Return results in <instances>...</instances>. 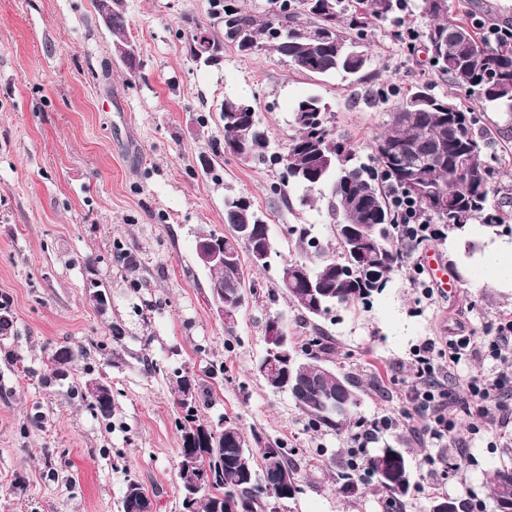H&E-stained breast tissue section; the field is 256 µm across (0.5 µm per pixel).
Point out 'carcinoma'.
Segmentation results:
<instances>
[{"instance_id": "obj_1", "label": "carcinoma", "mask_w": 512, "mask_h": 512, "mask_svg": "<svg viewBox=\"0 0 512 512\" xmlns=\"http://www.w3.org/2000/svg\"><path fill=\"white\" fill-rule=\"evenodd\" d=\"M222 31H211L199 21L186 22L187 50L198 44L200 33L216 48L224 40L236 44L247 54L269 48L285 58L297 71L320 76L340 74L362 77L371 64L365 44V30L374 21L388 19L394 0H361V8L350 9L346 0H280L279 9L258 18L224 0ZM427 19L423 44L444 40L446 55L429 57L430 64L448 82L491 106L512 112V45L487 43L462 17L451 13L448 0H421L417 6ZM300 29L315 30L312 40L302 39ZM113 41L126 42L127 24L122 0H112V20L108 27ZM224 142L239 146V159L281 166L297 173V186L308 191L331 185L327 210L334 221L336 252L320 246L305 224L288 228L299 255L282 262V267L306 265L322 284V311L300 312L319 319L332 310L367 304L382 293L404 262V252L396 236V222L390 199L393 191L411 198L435 223L449 229L475 221L488 234H497L503 224L498 206L493 203L491 168L483 158L472 112L452 96H437L425 84L409 88L388 113L385 129L374 144L392 147L415 144V153L393 162L373 150L370 163L358 160L356 150L336 135L334 125L320 97L310 95L297 101L291 112L293 134L280 154L269 152V137L261 125L253 103L234 95L224 96ZM416 169L418 189L407 181ZM447 200L442 207L438 199ZM224 223L228 231L238 224H249L252 237L224 238V266L209 269V284H224V307L239 312L245 302L235 288L244 280L241 254L254 256L256 246L270 248L278 257L274 241H266L267 221L243 195L224 197ZM331 350L320 337L309 338L301 346L305 354L301 368L320 378V385L307 402L296 401L299 409L316 428L333 431L356 428L360 419L355 409L361 385L348 373L327 369L323 355ZM91 351L84 347L63 346L47 355L41 383L51 386L63 379L62 364L85 360ZM181 410L178 418L180 441L195 450L200 461L214 470L212 483L196 497L193 512H265L267 502L277 498L284 486L261 481L268 459L277 458L288 480L297 478V469L287 449L277 441L264 439L257 432L246 436L242 427L230 437L200 422L193 377L177 376ZM85 400L100 417L112 416V391L102 383L88 384ZM375 488L383 495L390 512H401L402 498L411 485V468L401 448L380 449L366 459ZM357 470L347 462L345 471L336 474L338 492L355 491ZM490 498L496 512H512V461L494 471Z\"/></svg>"}]
</instances>
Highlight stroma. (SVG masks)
Returning a JSON list of instances; mask_svg holds the SVG:
<instances>
[{
    "instance_id": "1",
    "label": "stroma",
    "mask_w": 512,
    "mask_h": 512,
    "mask_svg": "<svg viewBox=\"0 0 512 512\" xmlns=\"http://www.w3.org/2000/svg\"><path fill=\"white\" fill-rule=\"evenodd\" d=\"M415 3L370 25L371 68L351 82L303 74L272 50L246 54L230 43L219 64L194 62L184 21L216 23L214 0H124L140 60L135 71L114 53L93 0H0V314L9 320L0 331V512H119L132 479L153 512H180L176 375L184 370L206 389L201 421L236 419L287 448L302 491L281 512H384L371 480L347 498L336 491L332 475L345 464L351 432L315 429L288 393L272 391L255 372L273 315L284 316L293 344L329 340L330 367L363 383L361 420L391 419L364 453L406 451L414 476L403 512H429L439 493L495 512L489 480L512 459V423L468 412L467 382L496 364L480 355L452 368L439 358L448 407L458 415L448 438L426 436L407 400L413 352L423 340L440 349L454 336L478 344L496 318L512 315V288L497 287L465 256L479 224L407 250L403 268L370 304L311 323L278 288L277 267L258 271L243 260L246 280L263 296L245 304L231 334L211 304L210 275L196 261L200 234L228 231L230 192L265 214L282 255L296 253L286 232L292 224L311 225L323 246L335 248L326 201L301 205L304 191L292 185L279 202L272 187L281 167L229 155L212 164L223 139L221 104L228 94L253 99L281 149L293 133V102L319 96L337 135L368 161L391 99L424 82L439 96L451 90L423 52L398 36L403 24L425 29ZM458 98L494 166L505 217L496 239L512 243V164L498 163L512 152V112L465 92ZM430 249L445 260L448 284L427 300L412 276ZM98 284L102 304L94 298ZM61 345L98 346L112 358L68 365L66 379L42 385L46 356ZM94 380L112 390L110 420L84 401Z\"/></svg>"
}]
</instances>
